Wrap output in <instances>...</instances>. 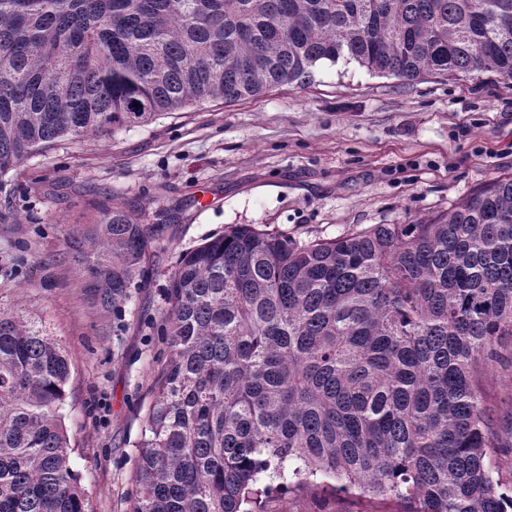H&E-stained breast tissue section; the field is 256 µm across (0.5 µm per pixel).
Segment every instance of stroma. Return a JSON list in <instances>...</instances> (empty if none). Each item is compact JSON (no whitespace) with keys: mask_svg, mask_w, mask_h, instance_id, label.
Returning <instances> with one entry per match:
<instances>
[{"mask_svg":"<svg viewBox=\"0 0 512 512\" xmlns=\"http://www.w3.org/2000/svg\"><path fill=\"white\" fill-rule=\"evenodd\" d=\"M512 175V83L491 72L406 81L353 61L311 82L207 101L105 137L62 140L0 182V307L42 319L68 352L70 460L93 512H133L136 442L167 355L179 255L233 224L299 240L448 211ZM151 210L157 248L120 311L103 308L64 239L102 193ZM329 488L271 497L266 512H397Z\"/></svg>","mask_w":512,"mask_h":512,"instance_id":"stroma-1","label":"stroma"}]
</instances>
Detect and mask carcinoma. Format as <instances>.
<instances>
[{"label":"carcinoma","instance_id":"1","mask_svg":"<svg viewBox=\"0 0 512 512\" xmlns=\"http://www.w3.org/2000/svg\"><path fill=\"white\" fill-rule=\"evenodd\" d=\"M512 81V0H0V178L59 139L305 84L339 58ZM68 235L102 304L153 237L110 196ZM142 420L133 512H264L324 486L401 512H512L483 379L512 369V176L415 224L299 241L233 224L181 255ZM71 365L0 308V512H88L62 410Z\"/></svg>","mask_w":512,"mask_h":512}]
</instances>
